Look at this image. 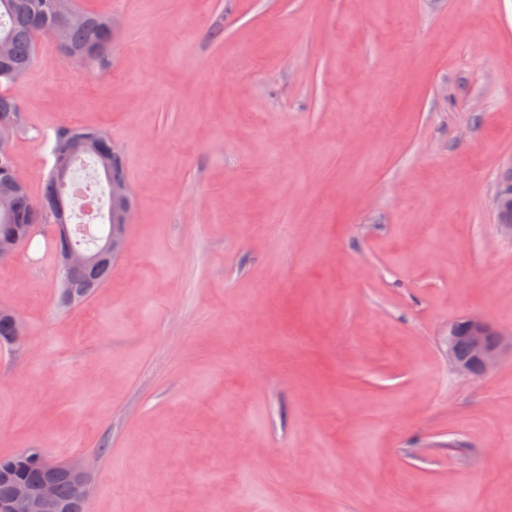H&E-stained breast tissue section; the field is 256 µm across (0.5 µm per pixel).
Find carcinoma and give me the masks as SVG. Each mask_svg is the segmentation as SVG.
Instances as JSON below:
<instances>
[{
  "label": "carcinoma",
  "instance_id": "carcinoma-1",
  "mask_svg": "<svg viewBox=\"0 0 512 512\" xmlns=\"http://www.w3.org/2000/svg\"><path fill=\"white\" fill-rule=\"evenodd\" d=\"M51 24L52 18L45 15L43 0H0V40L9 47L7 66L0 70V90L11 86L30 70L34 60V36ZM113 36L114 22L110 16L86 11L81 23L69 25L61 50L65 54H83L87 63L92 64L103 60L112 46ZM53 154L56 167L61 164L70 166L84 156H91L99 163L107 160L108 174L102 193L109 200L112 199V184L127 181L122 156L102 131L87 128L75 131L63 127L56 132ZM63 193L64 186L50 174L40 199L36 200L29 191L15 188L9 172L0 170V198H7L10 205L8 218L0 217V234L11 232L18 224L32 227L53 223L50 203ZM97 239L98 236L83 225L75 240L69 243L59 240L53 244V250L62 253L71 246L88 247ZM111 274L110 263L62 274L59 280L61 293H66L69 288H84L91 292L101 287Z\"/></svg>",
  "mask_w": 512,
  "mask_h": 512
}]
</instances>
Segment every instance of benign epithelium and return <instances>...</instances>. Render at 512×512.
Masks as SVG:
<instances>
[{"mask_svg": "<svg viewBox=\"0 0 512 512\" xmlns=\"http://www.w3.org/2000/svg\"><path fill=\"white\" fill-rule=\"evenodd\" d=\"M48 8L55 15L63 17L62 23L55 29L57 38L65 36L67 25L76 20L78 9L71 0H54ZM15 124L0 125V166L6 168L11 163V140ZM505 189L498 185L493 198V209L497 214V224L502 235L512 237V216L503 212ZM112 197L116 206L115 224L110 226L108 234L97 241V245L83 252H67L59 258V265L66 272L78 268L108 263L124 252L128 246V225L133 223L135 208L129 204L132 197L130 187H115ZM33 234L29 229L7 234L0 238V262L10 259L22 238ZM0 316L8 318L13 324L12 344H17L24 336V325L20 318L8 307H0ZM464 338L468 343L467 354L459 353L458 340ZM512 348V331L500 330L482 316L470 315L453 322L448 327V361L455 373L464 379L475 376V368L486 373L495 368L502 357L505 347ZM34 460L40 468V477L35 482L20 478L16 472L27 461ZM67 481L69 497L62 499L57 494L60 480ZM0 480L9 483L7 495L0 497V512H82L90 494L88 470L81 463H54L42 452L35 450L21 454L13 467L0 471Z\"/></svg>", "mask_w": 512, "mask_h": 512, "instance_id": "obj_1", "label": "benign epithelium"}]
</instances>
